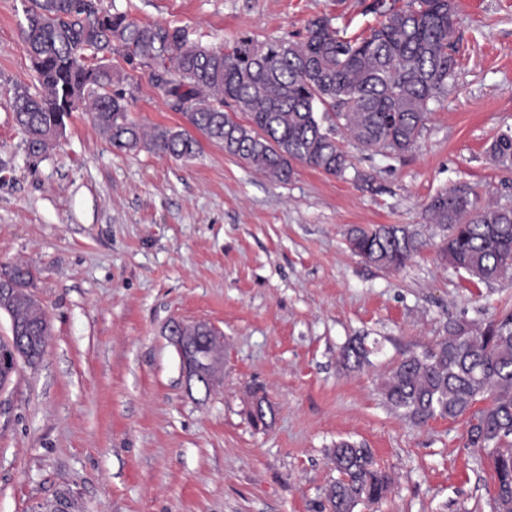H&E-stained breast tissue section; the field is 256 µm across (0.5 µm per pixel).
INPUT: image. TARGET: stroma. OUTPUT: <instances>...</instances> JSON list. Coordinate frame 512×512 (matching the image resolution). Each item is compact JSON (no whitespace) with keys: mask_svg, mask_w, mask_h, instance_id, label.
Wrapping results in <instances>:
<instances>
[{"mask_svg":"<svg viewBox=\"0 0 512 512\" xmlns=\"http://www.w3.org/2000/svg\"><path fill=\"white\" fill-rule=\"evenodd\" d=\"M369 0H103L137 19L186 28L210 47L241 35L296 40L325 16L348 34L376 24ZM454 82L416 147L385 158L344 132L352 166L334 177L295 164L276 182L202 140L179 160L121 152L74 113L50 152L27 154L12 117L34 87L20 0H0V271L28 266L51 335L42 361L0 391V512H328V450L363 443L391 479L356 512H491L494 471L464 448L466 420L413 426L389 409L383 375L456 322L512 310V279L480 282L440 254L424 209L470 188L512 206V170L487 149L512 129V0H456ZM133 79L129 115L187 127L149 81ZM403 224L424 246L400 271L346 240L355 226ZM224 333V369L188 390L171 320ZM378 341L370 365L340 369L341 348ZM266 396L271 413L248 411Z\"/></svg>","mask_w":512,"mask_h":512,"instance_id":"stroma-1","label":"stroma"}]
</instances>
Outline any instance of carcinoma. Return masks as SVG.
<instances>
[{
    "label": "carcinoma",
    "mask_w": 512,
    "mask_h": 512,
    "mask_svg": "<svg viewBox=\"0 0 512 512\" xmlns=\"http://www.w3.org/2000/svg\"><path fill=\"white\" fill-rule=\"evenodd\" d=\"M22 2L24 43L37 85L33 92L17 90L13 110L32 156L59 142L74 112L88 113L119 151L196 156L200 143L187 131L159 125L147 130L129 117L122 89L127 75L108 63L114 54L149 67L151 84L171 110L224 153L276 182L288 181L295 163L343 176L350 162L336 142L337 126L375 155L411 151L455 74V0H409L401 7L377 0L369 12L378 23L366 35L348 37L318 16L298 41L260 43L242 36L225 49L190 41L184 28L111 11L102 0ZM488 153L494 164L511 168L512 133H500ZM425 212L429 223L447 231L440 251L455 269L480 282L512 272L511 206L481 205L477 194L453 189L437 194ZM348 243L367 262L393 270L421 246L417 232L397 224L354 227ZM30 280L24 265L0 272V289H19L8 298L6 313L31 364L50 326L44 308L24 292ZM183 335L199 350H211L201 325L184 326ZM378 351V342L369 346L357 337L343 346L340 363L358 369ZM380 391L415 425L470 415L466 448L494 470L493 512H512V313L478 329L451 325L448 335L399 360ZM480 401L486 406L471 411ZM330 460L337 477L327 491L328 512H354L388 493L391 478L363 444L340 440Z\"/></svg>",
    "instance_id": "obj_1"
}]
</instances>
